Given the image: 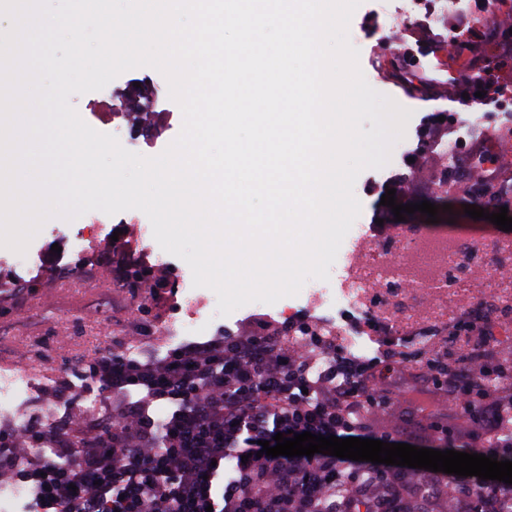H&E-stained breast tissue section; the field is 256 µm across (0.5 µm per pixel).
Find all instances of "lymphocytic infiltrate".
Returning <instances> with one entry per match:
<instances>
[{
    "mask_svg": "<svg viewBox=\"0 0 512 512\" xmlns=\"http://www.w3.org/2000/svg\"><path fill=\"white\" fill-rule=\"evenodd\" d=\"M473 91L496 105L508 88L482 67L465 86L449 84L448 98L459 103ZM489 344L485 332L468 337L451 371L437 357L423 371L406 369L403 352L392 346L382 372L340 358L337 384L309 377L312 350L328 348L315 333L293 347L264 332L192 342L159 362L108 350L88 376L101 394L121 399L117 411L73 413L51 430L30 422L0 432V481L33 489L29 512H352L362 500L373 512H407L405 471L327 453L263 456L259 443L288 431L393 442L371 427L369 412L394 408L403 387L430 384L445 395L434 423L438 450L455 448L442 426L460 412L471 423L470 447L498 455L512 447L511 438L499 437L512 400L487 394ZM135 388L143 393L136 401ZM159 401L173 406L162 420L150 412ZM54 442L58 452L41 455ZM22 455L32 459L23 470L16 463Z\"/></svg>",
    "mask_w": 512,
    "mask_h": 512,
    "instance_id": "obj_1",
    "label": "lymphocytic infiltrate"
}]
</instances>
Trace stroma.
<instances>
[{
  "label": "stroma",
  "instance_id": "obj_1",
  "mask_svg": "<svg viewBox=\"0 0 512 512\" xmlns=\"http://www.w3.org/2000/svg\"><path fill=\"white\" fill-rule=\"evenodd\" d=\"M400 6L401 0H361L348 28L368 84L412 113L390 162L359 175L354 192L362 210L324 283L329 293H350L357 306L343 302L315 307L305 286L276 303L253 302L222 316L216 294L194 288L188 264L162 251L143 212L103 213L95 224L84 215L70 222L56 218L42 226L25 254L0 247V376L31 373L37 386L28 403H42L51 386L64 390V401L71 404L94 394L84 372L109 347L131 351L139 361L158 362L170 349L190 342L243 336L263 326L271 334L289 337L296 324L324 321L333 324L337 344L359 364L379 361L384 340L394 338L417 367L432 357L456 354L450 338L466 336L473 312L498 320L512 332V231L472 219L465 211L469 205L512 211V153L504 155L497 178L485 182L473 178L465 157L452 163L439 145L425 147L422 133L433 116L453 108L444 96L449 79L464 81L471 67L466 58H449L446 49L449 32L461 25L459 17L433 25L422 42L408 28H379L378 16ZM470 24L481 32L485 65L512 84V34L495 29L483 15L472 17ZM138 80L152 84L159 107L145 133L134 132L117 118L127 84ZM70 103L90 127L147 157L161 154L183 122L166 78L150 67L127 70L109 87L71 96ZM456 111L455 122L440 129V142L465 135L485 153L498 143L512 142L511 111ZM412 157L424 165L421 178L412 175ZM443 169L448 172L444 190L433 180ZM390 189L397 202L435 204L438 230L452 225L463 230L455 241L456 262L445 269L416 270V278L424 282L420 288L396 287L395 266L422 249L429 224L418 211L396 221L391 207L381 203ZM134 268L152 270L148 285L131 281ZM191 288L202 297L194 311L182 304ZM441 398L433 387L410 392L396 411L374 413L370 422L380 433L410 430L432 441L435 430L417 410L432 408Z\"/></svg>",
  "mask_w": 512,
  "mask_h": 512
}]
</instances>
